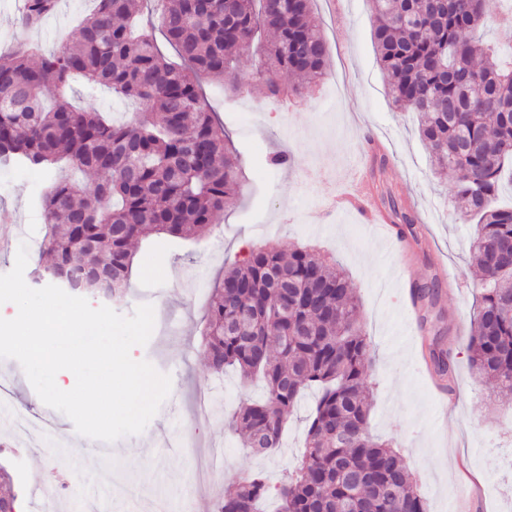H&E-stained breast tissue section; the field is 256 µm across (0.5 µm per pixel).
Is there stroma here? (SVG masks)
<instances>
[{
  "mask_svg": "<svg viewBox=\"0 0 512 512\" xmlns=\"http://www.w3.org/2000/svg\"><path fill=\"white\" fill-rule=\"evenodd\" d=\"M92 0H62L39 31L21 30L12 0H0V47L30 38L61 48ZM326 38L329 67L301 98L232 93L224 80L204 77L202 88L241 156L239 194L224 205L210 232L172 242L158 235L136 244L129 286L111 307L123 316L152 305L155 326L146 345L133 347L171 378V392L145 431L105 443L79 435L72 421L46 406L21 365L0 359V498L21 497L31 512H215L225 488L241 475L261 471L271 484L284 480L303 451L314 404L307 393L288 418L283 446L270 458L253 456L224 429V414L261 399V381L247 384L234 371L217 376L202 345L208 302L225 268L241 255L244 238L289 248L314 245L336 259L358 290L374 364L366 376L372 393L373 434L398 449L427 500L429 512H448L468 479L475 512H512L501 479L512 458V409L470 366L467 336L480 277L466 258L474 233L453 202L454 180L434 172L415 113L395 108L377 62L369 0H314ZM71 101L113 122L131 118L134 101L74 84ZM284 154L289 163L270 166ZM369 175L364 199L388 223L396 211L417 217V242L388 246L370 235L358 212L335 206ZM50 187L39 169L0 171V274L14 266L19 246L28 249L24 279L37 287L45 235L38 200ZM437 279L442 292L420 326L407 296L412 284ZM438 341L454 363L456 402L443 409L415 337ZM210 466L205 485L193 480L198 463Z\"/></svg>",
  "mask_w": 512,
  "mask_h": 512,
  "instance_id": "1",
  "label": "stroma"
}]
</instances>
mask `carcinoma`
Wrapping results in <instances>:
<instances>
[{
  "label": "carcinoma",
  "instance_id": "obj_1",
  "mask_svg": "<svg viewBox=\"0 0 512 512\" xmlns=\"http://www.w3.org/2000/svg\"><path fill=\"white\" fill-rule=\"evenodd\" d=\"M61 49L37 41L0 50V165L50 168L77 160L103 176L95 190L55 180L40 200L49 224L42 253L50 280L71 268L93 270L107 298L125 294L135 241L165 233L194 239L239 193L240 158L200 85L207 74L235 90L238 58L258 48L261 67L248 91L301 95L286 72L315 80L329 50L312 16L313 0H161L162 26L178 60L160 53L152 29L135 28L142 0H94ZM373 39L395 106L418 114L419 135L439 175H456L454 202L475 221L469 254L481 275L467 350L474 373L496 383L512 405V208L495 205L512 161V67L473 37L481 27L512 28V10L489 16L484 0H369ZM61 0H14L17 23L39 28ZM131 98L141 106L113 124L69 102L70 82ZM436 282L415 284L420 307L438 298ZM205 347L217 374L231 367L263 378L265 397L224 417V427L259 457L281 447L288 416L317 392L305 448L277 488L259 472L224 491L217 512H428L400 452L369 433L365 376L371 347L356 288L336 262L309 249L266 246L224 272L208 310ZM442 376L448 353L431 350Z\"/></svg>",
  "mask_w": 512,
  "mask_h": 512
}]
</instances>
